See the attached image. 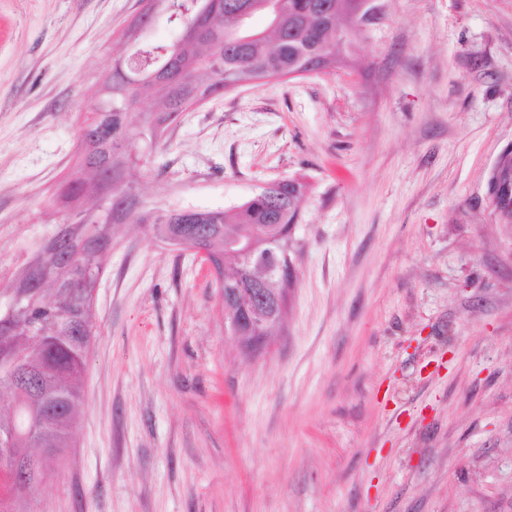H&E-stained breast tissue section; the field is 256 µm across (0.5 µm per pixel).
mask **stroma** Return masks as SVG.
<instances>
[{
    "mask_svg": "<svg viewBox=\"0 0 512 512\" xmlns=\"http://www.w3.org/2000/svg\"><path fill=\"white\" fill-rule=\"evenodd\" d=\"M335 68L243 84L142 139V210L307 191L259 351L208 262L107 229L40 512H512V0H379ZM142 0H0V289L57 235ZM500 196L493 198L496 208L507 223H512V158L506 159L501 171Z\"/></svg>",
    "mask_w": 512,
    "mask_h": 512,
    "instance_id": "35a3bbf8",
    "label": "stroma"
}]
</instances>
